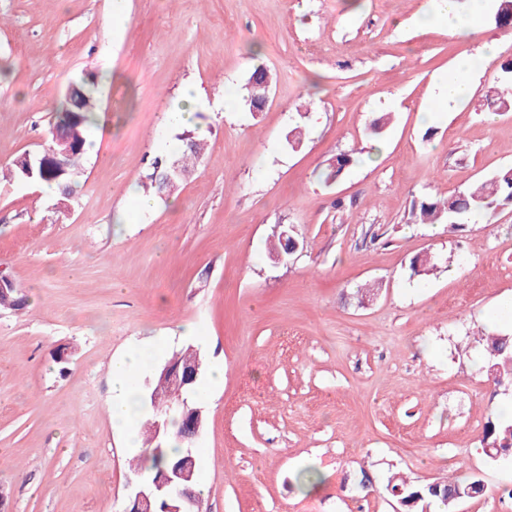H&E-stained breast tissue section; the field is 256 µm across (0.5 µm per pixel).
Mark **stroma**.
I'll return each instance as SVG.
<instances>
[{
    "label": "stroma",
    "mask_w": 512,
    "mask_h": 512,
    "mask_svg": "<svg viewBox=\"0 0 512 512\" xmlns=\"http://www.w3.org/2000/svg\"><path fill=\"white\" fill-rule=\"evenodd\" d=\"M430 6L126 0L119 30L112 0H0V166L43 149L74 75L96 74L100 112L71 205L0 183V267L26 299L0 313V512H123L135 452L109 417L112 361L153 343L158 361L191 345L224 368L223 387L193 399L204 512H397L391 477L472 475L483 494L451 512H512V462L481 452L498 401L482 338L512 336L493 318L512 299V206L461 230L411 219L420 195L512 166V109L485 100L512 38L487 19L483 39L449 37L421 24ZM464 57L470 92L434 111ZM257 63L277 76L268 103L225 108ZM192 88L197 123L170 125ZM189 135L203 163L126 223L127 188ZM340 153L353 164L324 181ZM278 224L301 244L285 263L265 249ZM420 255L433 274L411 275ZM309 465L324 490L300 484Z\"/></svg>",
    "instance_id": "stroma-1"
}]
</instances>
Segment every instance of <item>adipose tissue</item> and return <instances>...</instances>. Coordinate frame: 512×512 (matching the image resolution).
I'll list each match as a JSON object with an SVG mask.
<instances>
[{"label":"adipose tissue","mask_w":512,"mask_h":512,"mask_svg":"<svg viewBox=\"0 0 512 512\" xmlns=\"http://www.w3.org/2000/svg\"><path fill=\"white\" fill-rule=\"evenodd\" d=\"M490 8V0H471L468 12H460L455 0H436L430 10V22H443L449 34L460 40L476 38L482 32L481 16ZM150 362L148 352L128 354L112 364V402L109 414L113 427L123 430L130 447H137L138 434L150 418L140 399L138 376Z\"/></svg>","instance_id":"ef3b65f1"}]
</instances>
